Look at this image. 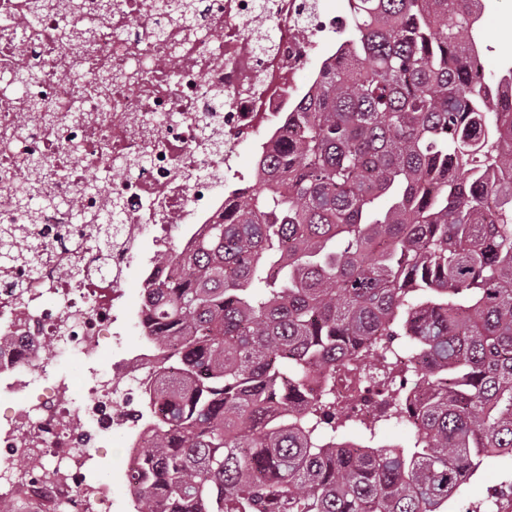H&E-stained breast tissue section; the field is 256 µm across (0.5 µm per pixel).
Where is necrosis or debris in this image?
I'll list each match as a JSON object with an SVG mask.
<instances>
[{"label": "necrosis or debris", "instance_id": "obj_1", "mask_svg": "<svg viewBox=\"0 0 512 512\" xmlns=\"http://www.w3.org/2000/svg\"><path fill=\"white\" fill-rule=\"evenodd\" d=\"M100 2L78 0L94 31L87 51L79 52L65 48L55 10L33 20L32 0H0V73L22 65L39 73L38 111L0 95V231L26 227L45 253L37 268L18 263L0 272V335L13 339L0 350V402L21 401L0 413V499L21 490L37 507L61 503L66 512H112L107 486L92 477L88 447L96 432L106 431L134 456L143 430L133 408L142 402L144 372L155 356L143 345L120 347L74 412L63 402L73 379L32 394L42 378L43 345L79 342L86 362L97 363L89 340L119 335L118 282L142 258L149 278L174 275L166 260L172 231L180 230L187 243L202 225L221 219L222 186L234 170L239 142L280 136L297 89L294 73L336 51L320 40L325 22L317 0H197L202 12L190 28L173 23L158 0H112L107 13ZM259 17L273 29L262 51L244 32ZM160 28L165 38H156ZM105 69L114 80L110 108L103 112L96 77ZM75 71L85 81L72 95L66 80ZM171 73L178 83L169 84ZM159 112L175 113L176 122L149 124ZM74 143L81 149L76 158L68 151ZM35 153L54 160L55 174L44 183L53 194L77 201L89 214L107 202L119 204L123 226L109 255L95 246L94 227L72 223L69 208L31 215L6 204ZM121 155L147 161L109 180L104 194L80 191L86 169ZM77 242L82 250H74ZM73 262L83 270L81 279L60 274ZM119 374L126 387L116 385ZM335 393L337 406L357 417L387 400L381 382L360 372L337 378ZM77 420L95 423L96 432H74ZM20 458L26 467L14 470Z\"/></svg>", "mask_w": 512, "mask_h": 512}]
</instances>
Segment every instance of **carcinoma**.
I'll list each match as a JSON object with an SVG mask.
<instances>
[{
	"label": "carcinoma",
	"mask_w": 512,
	"mask_h": 512,
	"mask_svg": "<svg viewBox=\"0 0 512 512\" xmlns=\"http://www.w3.org/2000/svg\"><path fill=\"white\" fill-rule=\"evenodd\" d=\"M344 53L261 148L258 188L169 257L142 300L153 422L135 512H448L490 448L512 451V82L473 65L482 0H347ZM181 24L192 0H160ZM34 69L0 92L36 112ZM33 212L70 201L18 181ZM76 224L112 249L116 204ZM28 239L0 237V268ZM420 393L383 418L314 396L355 360ZM403 421L405 446L381 445ZM411 436V429L403 422H390L385 425L380 434L379 442L383 445H403Z\"/></svg>",
	"instance_id": "obj_1"
}]
</instances>
